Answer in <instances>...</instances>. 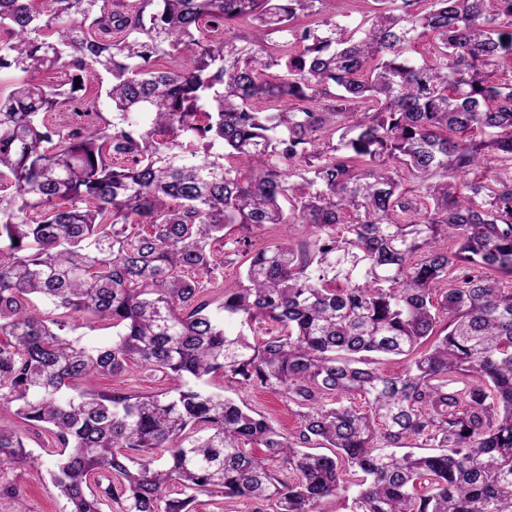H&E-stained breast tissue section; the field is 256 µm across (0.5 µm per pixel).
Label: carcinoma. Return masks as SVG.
<instances>
[{
  "mask_svg": "<svg viewBox=\"0 0 512 512\" xmlns=\"http://www.w3.org/2000/svg\"><path fill=\"white\" fill-rule=\"evenodd\" d=\"M397 2L350 31L335 0H0V72L23 73L0 95V406L58 447L0 426V469L47 467L69 512H327L350 487V512H512V0ZM244 20L250 47L224 38ZM233 224L313 232L243 241L226 287ZM81 319L112 344L67 337ZM134 367L169 387L96 389ZM208 388L217 393L233 398L238 403L245 402L257 411L264 414L277 429H292L297 423L296 407L286 399L273 394L259 391L255 388H239L224 383L216 378ZM0 425L7 426L19 432L27 448L32 450L35 454L42 455L47 461L54 458L48 455V453L54 454L52 452L57 448L52 435L43 428L32 427L25 424L14 415L13 406L0 408ZM206 496L199 497L195 512H253L254 503L247 500H238L229 503H214L208 501Z\"/></svg>",
  "mask_w": 512,
  "mask_h": 512,
  "instance_id": "carcinoma-1",
  "label": "carcinoma"
}]
</instances>
